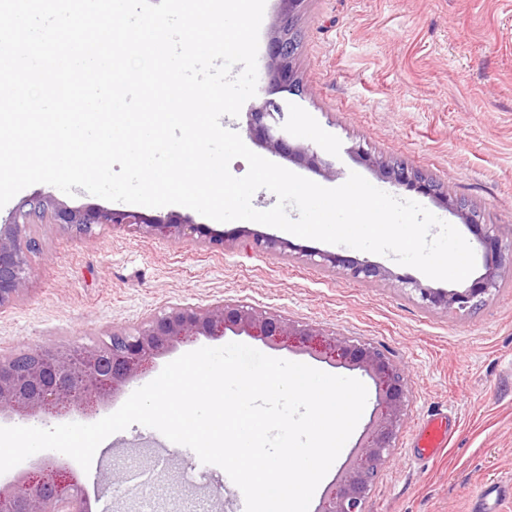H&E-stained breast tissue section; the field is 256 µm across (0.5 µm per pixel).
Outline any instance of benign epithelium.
Returning a JSON list of instances; mask_svg holds the SVG:
<instances>
[{
    "label": "benign epithelium",
    "mask_w": 512,
    "mask_h": 512,
    "mask_svg": "<svg viewBox=\"0 0 512 512\" xmlns=\"http://www.w3.org/2000/svg\"><path fill=\"white\" fill-rule=\"evenodd\" d=\"M289 23L271 38L264 66L265 91L275 94L296 91L299 86L290 66L292 46ZM283 113L267 99L249 113L248 131L260 146L315 171L322 160L314 152L296 146L280 126ZM380 177L389 183L430 195L440 200L465 224L480 226L475 212L448 196L433 182L403 160L376 163ZM55 224L78 235L117 226H145L166 236L183 222L162 220L130 210L71 209L41 197L27 200L10 221L0 224V311L15 305L27 292L32 273L30 254L38 251L36 238L26 229L36 223ZM486 256V273L463 291L444 293L424 288L418 282L402 283L418 293L430 309H475L497 288L499 270L512 267V249L503 244L496 225L478 234ZM252 248L275 253L283 241L268 234L253 235ZM310 261L339 270L358 281H378L387 271L367 261L336 253L310 251ZM245 334L271 347H288L324 362L349 370L359 369L375 384L376 405L356 450L346 460L336 479L325 488L316 512H363L365 494L378 477L392 444L403 425L408 378L401 366L384 351L369 343L326 334L307 324L261 311L238 302H217L207 307L170 306L143 319L133 328H114L108 339L95 345H73L63 350H44L26 363L22 354L0 356V416L14 413H65L76 420L107 400L139 372L147 370L157 357L179 343L198 336L220 338L227 333ZM0 512H85V496L72 474L60 467L43 464L14 482L0 485Z\"/></svg>",
    "instance_id": "7a95c632"
}]
</instances>
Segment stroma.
Instances as JSON below:
<instances>
[{
  "label": "stroma",
  "mask_w": 512,
  "mask_h": 512,
  "mask_svg": "<svg viewBox=\"0 0 512 512\" xmlns=\"http://www.w3.org/2000/svg\"><path fill=\"white\" fill-rule=\"evenodd\" d=\"M294 29L292 65L305 91L274 99L297 140L332 171L290 161L286 169L328 188L358 173L422 204L477 246L475 232L438 200L381 179L375 161L401 159L465 200L482 223L512 230V0H304ZM38 196L74 209L111 206L82 190L70 197L35 184L0 208V224ZM145 213L205 225L223 233L224 246L208 248L195 232L167 238L115 227L76 236L33 225L40 251L27 294L0 312V355L90 345L175 304L240 301L370 343L404 367V424L364 512H474L480 500L488 512H512V496L487 492L512 487V268L500 272L483 306L446 312L422 307L401 279L447 291L465 290L466 282L433 280L392 257L280 229L285 250L256 253L247 243L266 225L221 223L179 205ZM309 250L367 260L393 277L356 281L311 264ZM209 344L177 345L99 407L98 417L116 411L168 359ZM435 414L450 417L452 439L435 457L416 459L413 439ZM161 438L132 425L106 438L87 470L56 451L43 456L73 472L89 512H235L240 490L224 470L210 464L205 478H192L179 456L163 459Z\"/></svg>",
  "instance_id": "35a3bbf8"
}]
</instances>
